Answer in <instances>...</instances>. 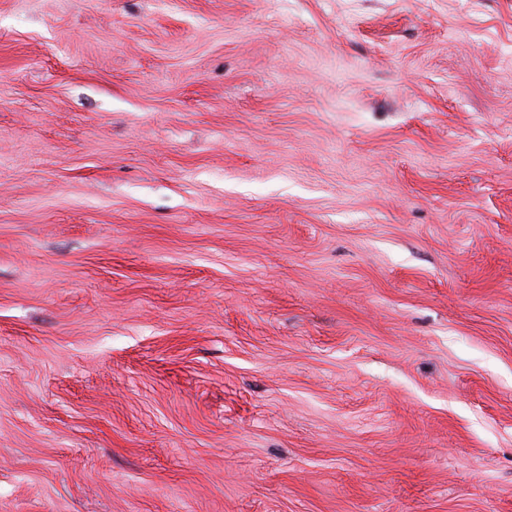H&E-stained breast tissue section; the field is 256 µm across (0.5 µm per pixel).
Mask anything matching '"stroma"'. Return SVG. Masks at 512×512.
<instances>
[{
    "mask_svg": "<svg viewBox=\"0 0 512 512\" xmlns=\"http://www.w3.org/2000/svg\"><path fill=\"white\" fill-rule=\"evenodd\" d=\"M0 512H512V0H0Z\"/></svg>",
    "mask_w": 512,
    "mask_h": 512,
    "instance_id": "obj_1",
    "label": "stroma"
}]
</instances>
